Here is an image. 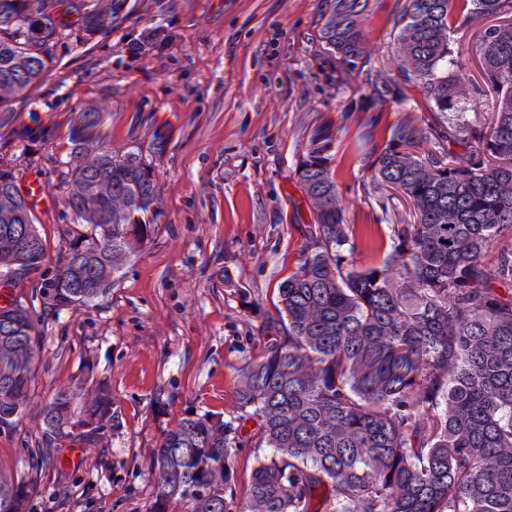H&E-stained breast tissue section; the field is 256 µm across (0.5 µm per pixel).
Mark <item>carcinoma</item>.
<instances>
[{"mask_svg": "<svg viewBox=\"0 0 512 512\" xmlns=\"http://www.w3.org/2000/svg\"><path fill=\"white\" fill-rule=\"evenodd\" d=\"M76 28L52 18L62 0H0V128L53 63L62 40L90 42L129 17L128 0H78ZM461 24L512 13V0H407L399 31L400 71L421 86L436 138L483 146L431 154L398 135L370 163L396 188L412 223L391 227L378 267L348 266L352 252L333 178L330 127L310 134L298 172L313 202L302 260L282 282L283 335L239 374V408L261 420L257 461L239 512H512V253L488 267L486 250L512 231V22L486 27L477 49L497 93L493 125L466 121L465 82L454 57L450 4ZM39 18H32L33 13ZM363 5L334 0L321 48L355 72L365 53ZM102 113L79 112L64 164L65 207L87 233L51 282L60 306H87L121 278L130 257L162 223L152 165L135 146H103ZM37 217L15 176L0 170V254L23 266L45 256ZM25 308L0 311V427L18 424L34 379L40 337ZM75 392L41 410L46 440L64 426L112 420V393L98 381L74 419ZM231 423L207 413L183 418L153 451L150 512H224L235 498ZM428 438L416 442L418 433ZM319 508L312 509L320 489ZM35 481L0 477V512H26Z\"/></svg>", "mask_w": 512, "mask_h": 512, "instance_id": "carcinoma-1", "label": "carcinoma"}]
</instances>
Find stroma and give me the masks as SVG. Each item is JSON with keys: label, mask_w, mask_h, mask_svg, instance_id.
<instances>
[{"label": "stroma", "mask_w": 512, "mask_h": 512, "mask_svg": "<svg viewBox=\"0 0 512 512\" xmlns=\"http://www.w3.org/2000/svg\"><path fill=\"white\" fill-rule=\"evenodd\" d=\"M131 16L106 37L67 41L0 130V166L17 182L36 179L53 199L36 209L46 256L12 287L41 338L27 414L0 432V473L36 481L30 512H149L151 452L179 419L223 413L235 428L237 493L258 457L260 421L235 398L239 373L272 341L278 288L301 259L311 202L297 167L313 129L331 125L332 165L355 268L380 265L390 227L411 221L406 199L378 186L370 154L400 130L418 158L464 145L428 135L435 118L421 88L398 70L404 0H367L365 73H347L319 46L326 0H129ZM171 38L133 47L143 30ZM479 25L453 39L468 98L466 118L491 125L496 93L475 54ZM386 80L400 103L370 102L366 75ZM102 113L112 150L167 146L153 158L164 221L123 276L88 306H60L44 289L77 237L65 208L62 160L77 113ZM112 387V419L92 442H47L38 413L63 388L76 403L96 381ZM79 449L77 459L69 452Z\"/></svg>", "instance_id": "stroma-1"}]
</instances>
